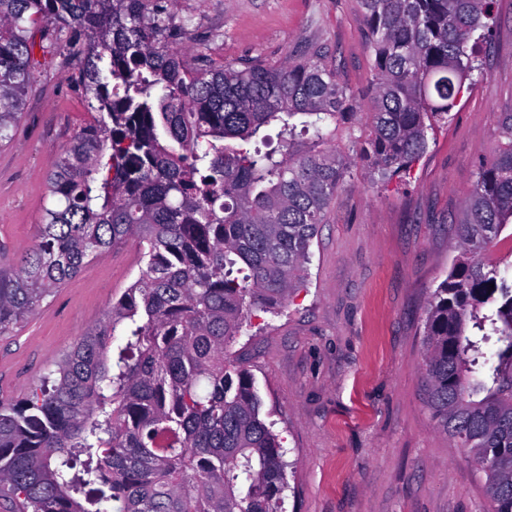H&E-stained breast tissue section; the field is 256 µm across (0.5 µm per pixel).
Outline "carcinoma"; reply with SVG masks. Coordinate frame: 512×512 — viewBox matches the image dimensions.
Returning a JSON list of instances; mask_svg holds the SVG:
<instances>
[{"mask_svg":"<svg viewBox=\"0 0 512 512\" xmlns=\"http://www.w3.org/2000/svg\"><path fill=\"white\" fill-rule=\"evenodd\" d=\"M359 3L374 70L364 120L319 50L190 69L145 0H0V144L42 21L69 33L100 115L49 172L38 243L0 274V332L103 251L134 239L147 258L57 369L0 405V486L17 512H279L286 452L227 346L301 284L355 157L384 183L409 173L494 37V0ZM503 134L425 324L428 406L481 464L493 512H512V263L483 254L512 223V114Z\"/></svg>","mask_w":512,"mask_h":512,"instance_id":"carcinoma-1","label":"carcinoma"}]
</instances>
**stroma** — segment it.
I'll return each mask as SVG.
<instances>
[{"instance_id": "35a3bbf8", "label": "stroma", "mask_w": 512, "mask_h": 512, "mask_svg": "<svg viewBox=\"0 0 512 512\" xmlns=\"http://www.w3.org/2000/svg\"><path fill=\"white\" fill-rule=\"evenodd\" d=\"M175 45L235 64L283 61L322 48L352 90L373 68L358 0H160ZM485 73L448 124L428 135L405 180L377 184L357 161L311 246L306 285L278 315L259 314L228 354L253 375L262 416L287 450L282 512H491L485 476L433 417L424 386L425 321L458 252L478 167L490 161L512 114V0H496ZM58 27L34 32L36 79L9 143L0 146V270L38 241L51 203L46 176L92 121ZM135 241L110 248L0 334V403L49 371L138 278Z\"/></svg>"}]
</instances>
